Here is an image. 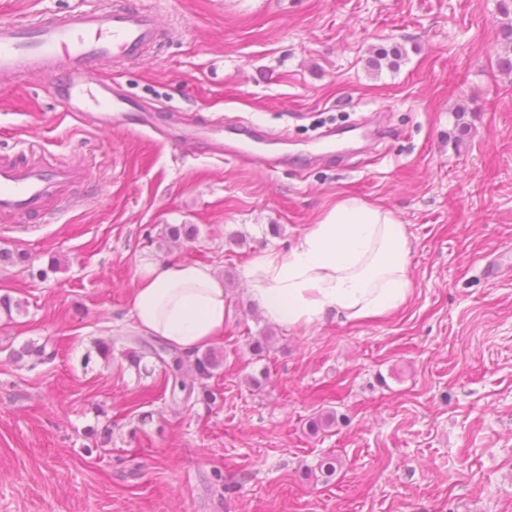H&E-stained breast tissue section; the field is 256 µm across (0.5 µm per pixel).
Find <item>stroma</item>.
<instances>
[{
	"instance_id": "stroma-1",
	"label": "stroma",
	"mask_w": 512,
	"mask_h": 512,
	"mask_svg": "<svg viewBox=\"0 0 512 512\" xmlns=\"http://www.w3.org/2000/svg\"><path fill=\"white\" fill-rule=\"evenodd\" d=\"M161 44L112 79L159 125L229 118L262 152L322 151L378 116L388 136L346 164L259 170L126 124L86 128L24 76L0 89V154L34 142L90 168L50 223L1 224L0 512H512V74L501 0H136ZM400 48L396 69L374 70ZM465 106L466 132L456 127ZM354 197L411 241L413 290L390 315L288 329L245 268ZM191 224L194 237L164 230ZM214 267L229 315L214 396L183 406L153 356L93 342L135 330L144 264ZM271 337L266 358L249 344ZM52 339L53 362L11 354ZM334 412L313 434L308 421ZM110 428L97 444L90 428ZM335 455L330 483L305 468Z\"/></svg>"
}]
</instances>
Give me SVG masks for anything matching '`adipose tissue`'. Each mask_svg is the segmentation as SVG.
Returning <instances> with one entry per match:
<instances>
[{
	"label": "adipose tissue",
	"instance_id": "1",
	"mask_svg": "<svg viewBox=\"0 0 512 512\" xmlns=\"http://www.w3.org/2000/svg\"><path fill=\"white\" fill-rule=\"evenodd\" d=\"M411 240L393 212L342 198L286 250L255 260L244 272L265 317L279 325L311 326L328 315L383 317L412 292ZM228 292L202 264L144 265L131 313L138 329L190 355L221 337Z\"/></svg>",
	"mask_w": 512,
	"mask_h": 512
}]
</instances>
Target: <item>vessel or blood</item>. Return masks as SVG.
<instances>
[{
  "mask_svg": "<svg viewBox=\"0 0 512 512\" xmlns=\"http://www.w3.org/2000/svg\"><path fill=\"white\" fill-rule=\"evenodd\" d=\"M160 36L154 14L134 0H110L104 7L83 0L63 15L46 12L1 21L0 84L40 74L65 112L85 127L109 129L131 116L126 98L107 77V69L140 58ZM263 137L260 130L244 133L234 123L218 120L202 135L193 129L183 131L175 143L182 146L202 140L208 151L242 165L278 166L280 156L253 152L244 145L245 139ZM87 180L85 166L45 163L32 148L0 155V219L50 218L65 191Z\"/></svg>",
  "mask_w": 512,
  "mask_h": 512,
  "instance_id": "1",
  "label": "vessel or blood"
}]
</instances>
